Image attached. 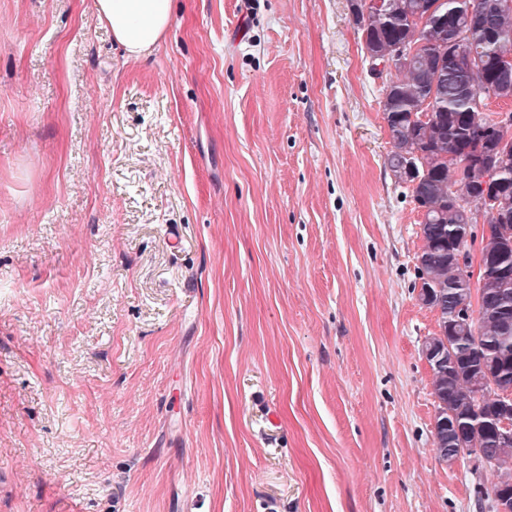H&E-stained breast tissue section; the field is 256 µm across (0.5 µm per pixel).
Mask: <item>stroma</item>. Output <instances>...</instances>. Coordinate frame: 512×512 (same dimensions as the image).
<instances>
[{
	"label": "stroma",
	"instance_id": "obj_1",
	"mask_svg": "<svg viewBox=\"0 0 512 512\" xmlns=\"http://www.w3.org/2000/svg\"><path fill=\"white\" fill-rule=\"evenodd\" d=\"M381 99L351 0H0V512H480ZM172 0H96V11L129 57L148 53L164 36Z\"/></svg>",
	"mask_w": 512,
	"mask_h": 512
}]
</instances>
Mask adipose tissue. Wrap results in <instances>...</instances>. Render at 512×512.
Instances as JSON below:
<instances>
[{
	"mask_svg": "<svg viewBox=\"0 0 512 512\" xmlns=\"http://www.w3.org/2000/svg\"><path fill=\"white\" fill-rule=\"evenodd\" d=\"M96 11L128 56L148 53L171 20V0H96Z\"/></svg>",
	"mask_w": 512,
	"mask_h": 512,
	"instance_id": "1",
	"label": "adipose tissue"
}]
</instances>
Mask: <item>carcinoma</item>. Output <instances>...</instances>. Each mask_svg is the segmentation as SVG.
<instances>
[{
  "label": "carcinoma",
  "mask_w": 512,
  "mask_h": 512,
  "mask_svg": "<svg viewBox=\"0 0 512 512\" xmlns=\"http://www.w3.org/2000/svg\"><path fill=\"white\" fill-rule=\"evenodd\" d=\"M393 6L371 11L366 21L355 19L364 49L382 52L395 42H425L406 65L389 73L381 108L395 150L388 156L393 173L403 168L404 155L417 150L418 183L413 200L420 201L422 247L417 256L424 274L421 295L439 311V328L453 340L430 361L435 398L449 414L435 425L433 441L438 459L458 457L459 438L479 448L487 465L500 473L491 492H512V444L496 435L498 395L484 387V369L494 370L502 384L512 387V129L496 138L484 135L471 108L481 82L509 79L501 92L512 99V0H391ZM426 20L421 32L415 28ZM468 40L472 67L462 65L452 42L453 33ZM470 160L461 172L455 156ZM493 172L488 184L479 180ZM497 211L485 212L489 230L468 239L472 212L486 199ZM476 243L487 258L476 282L484 303L476 315L460 322L457 308L471 305V284L453 257L467 243Z\"/></svg>",
  "instance_id": "carcinoma-1"
}]
</instances>
